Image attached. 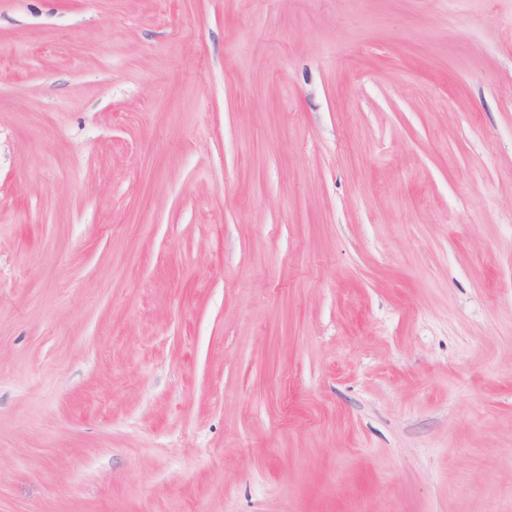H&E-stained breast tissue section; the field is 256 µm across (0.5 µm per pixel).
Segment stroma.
Masks as SVG:
<instances>
[{
    "label": "stroma",
    "mask_w": 512,
    "mask_h": 512,
    "mask_svg": "<svg viewBox=\"0 0 512 512\" xmlns=\"http://www.w3.org/2000/svg\"><path fill=\"white\" fill-rule=\"evenodd\" d=\"M0 512H512V0H0Z\"/></svg>",
    "instance_id": "35a3bbf8"
}]
</instances>
